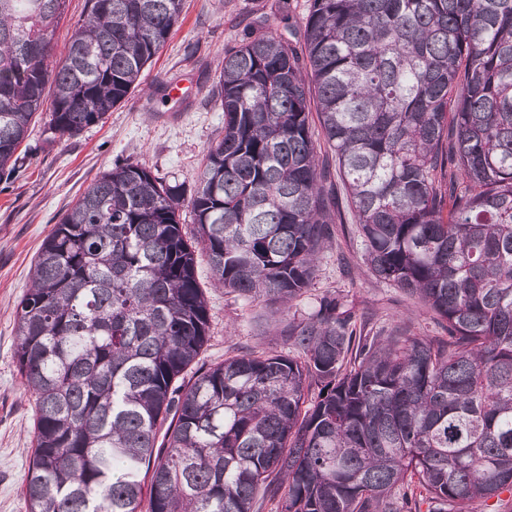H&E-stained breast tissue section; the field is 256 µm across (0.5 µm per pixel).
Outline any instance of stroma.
Wrapping results in <instances>:
<instances>
[{
    "label": "stroma",
    "mask_w": 512,
    "mask_h": 512,
    "mask_svg": "<svg viewBox=\"0 0 512 512\" xmlns=\"http://www.w3.org/2000/svg\"><path fill=\"white\" fill-rule=\"evenodd\" d=\"M309 0H185L181 21L140 86L78 136L51 137L41 115L25 142L22 171L0 183V512H27L23 477L32 448L33 399L24 389L15 350L16 306L25 293L39 247L85 188L112 165L137 161L169 181L193 186L208 146L224 132V114L211 99L217 64L252 19L288 14L302 25ZM179 85L181 95L169 94ZM344 189L336 191V236L317 277L298 301L304 314L332 292L347 296L367 326L410 336H444V329L418 302L368 270L363 245ZM198 275L208 299L206 363L231 351H286L262 307L238 301L210 285L207 265Z\"/></svg>",
    "instance_id": "stroma-1"
}]
</instances>
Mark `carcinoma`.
I'll use <instances>...</instances> for the list:
<instances>
[{
    "label": "carcinoma",
    "mask_w": 512,
    "mask_h": 512,
    "mask_svg": "<svg viewBox=\"0 0 512 512\" xmlns=\"http://www.w3.org/2000/svg\"><path fill=\"white\" fill-rule=\"evenodd\" d=\"M66 8L0 0V181L44 106L72 138L124 101L183 0H85L58 56ZM279 25L224 53V135L190 199L118 164L43 241L16 309L28 512H473L512 494V0H310L300 46ZM318 127L371 273L448 338L366 336L326 294L281 322L292 353L205 364L200 261L289 310L332 244Z\"/></svg>",
    "instance_id": "cac0c4a2"
}]
</instances>
